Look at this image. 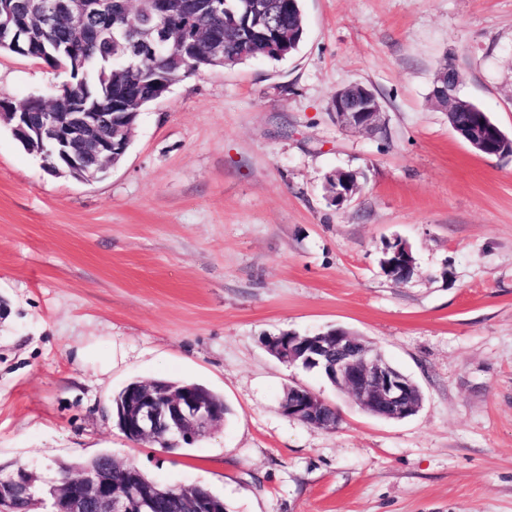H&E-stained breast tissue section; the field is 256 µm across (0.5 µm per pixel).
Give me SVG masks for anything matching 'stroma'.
<instances>
[{
  "label": "stroma",
  "instance_id": "35a3bbf8",
  "mask_svg": "<svg viewBox=\"0 0 512 512\" xmlns=\"http://www.w3.org/2000/svg\"><path fill=\"white\" fill-rule=\"evenodd\" d=\"M281 62L190 76L145 109L125 159L50 175L0 124V467L57 478L102 453L229 512H512V154H476L430 101L462 98L512 137V0H303ZM64 73L0 54L21 100ZM370 86L385 129L341 127L336 91ZM360 172L333 205L326 178ZM401 239L412 277L379 261ZM341 326L420 387L403 420L360 410L265 347ZM202 384L229 412L175 450L128 440L114 394ZM335 406L323 430L281 414L292 386ZM461 82L456 69L448 66V69L439 72L434 79L432 101L439 106H445L448 112L462 107L463 101L458 95Z\"/></svg>",
  "mask_w": 512,
  "mask_h": 512
}]
</instances>
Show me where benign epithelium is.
Instances as JSON below:
<instances>
[{
	"mask_svg": "<svg viewBox=\"0 0 512 512\" xmlns=\"http://www.w3.org/2000/svg\"><path fill=\"white\" fill-rule=\"evenodd\" d=\"M43 18L51 22L61 10L83 13L89 0H38ZM15 3L0 0V35L21 42V24L14 18ZM196 14L186 11L170 18L168 30L181 43L196 41L193 20ZM461 78L453 67L439 72L433 84L432 101L454 111L463 105L458 95ZM71 83L57 99L63 111L41 113L39 126L29 123L28 114L9 113L13 136L36 144L37 154L46 166L52 167L51 156L57 155L62 165L82 174L91 181L94 174L88 160L110 162L112 156L123 152L125 142L110 137L101 139L95 130L105 114L89 110L70 97ZM336 122L340 125L375 135L383 128L382 110L367 86L351 84L338 90L332 100ZM452 128L478 154L500 156L512 151V140L502 130L476 112L465 123H452ZM326 190L329 198L345 202L361 190L357 173L337 170L328 176ZM415 257L410 246L396 240L389 244L380 261L383 273L396 282H405L415 271ZM267 347L279 360L299 363L302 367L322 371L330 382L347 391L366 412L390 420H403L416 414L423 403L420 388L410 377L393 367L380 352L356 341L355 334L336 327L314 335L288 338L270 337ZM328 403L311 390L291 387L280 403L281 413L293 420L321 429L332 430L337 422L322 413ZM224 422L221 413L199 392L188 389L180 392L163 391L154 382L139 384L133 399L128 402L124 427L130 434L149 438L163 430L175 440L194 442L203 433ZM33 480L29 471L17 470L0 476V512H13L11 504L19 498L32 496ZM55 500L54 512H132L130 501H143L151 488L132 478L122 485L108 478L100 468H86L63 480L51 490Z\"/></svg>",
	"mask_w": 512,
	"mask_h": 512,
	"instance_id": "obj_1",
	"label": "benign epithelium"
}]
</instances>
